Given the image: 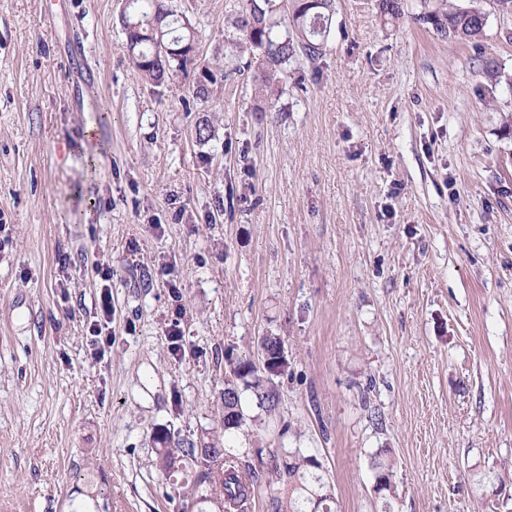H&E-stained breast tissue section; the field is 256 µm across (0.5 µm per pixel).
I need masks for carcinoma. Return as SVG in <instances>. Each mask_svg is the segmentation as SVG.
I'll return each instance as SVG.
<instances>
[{
    "mask_svg": "<svg viewBox=\"0 0 512 512\" xmlns=\"http://www.w3.org/2000/svg\"><path fill=\"white\" fill-rule=\"evenodd\" d=\"M334 2L317 0L310 7L308 0H234L233 34L224 36L222 55L208 61L199 58L194 28L177 13L173 0H134V11L121 15V24L129 60L139 72L157 85L174 75L191 73L192 98L205 102L213 87L224 85V61L234 56L258 55V80L266 87L278 83L296 58L321 59L331 32ZM419 20L443 39L472 44L485 78L494 84L501 82V68L482 51L486 23L469 7L455 0H436ZM283 344L276 335L260 338L259 350L268 351L267 366L247 356L226 357L229 376L221 394L224 432L230 434L244 424L246 392L264 411H276L280 395L274 378L288 372L286 363L280 361ZM154 441L159 465L168 474L180 471L187 460L201 471L208 489L197 491V500L212 504V512H242L241 507L263 487L273 493L274 512H336L333 488L318 474L321 461L299 448L271 451L266 460L258 448L254 451L258 463L254 464L239 461L224 447L197 448L163 430L155 432ZM372 468L378 491L392 494L395 461L379 452Z\"/></svg>",
    "mask_w": 512,
    "mask_h": 512,
    "instance_id": "cac0c4a2",
    "label": "carcinoma"
}]
</instances>
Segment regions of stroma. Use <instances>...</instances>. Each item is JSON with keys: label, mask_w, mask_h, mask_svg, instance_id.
<instances>
[{"label": "stroma", "mask_w": 512, "mask_h": 512, "mask_svg": "<svg viewBox=\"0 0 512 512\" xmlns=\"http://www.w3.org/2000/svg\"><path fill=\"white\" fill-rule=\"evenodd\" d=\"M377 2L335 0L258 112L254 66L188 108L193 75L148 82L122 0H0V512H198L159 429L314 454L338 512H512V85L423 0ZM174 4L210 57L230 0ZM481 5L512 76V17ZM269 334L278 408L225 433V358ZM395 461L387 456L385 452L376 453L372 468L375 482L379 483L378 493L385 492L383 496L391 495L394 492V469Z\"/></svg>", "instance_id": "stroma-1"}]
</instances>
